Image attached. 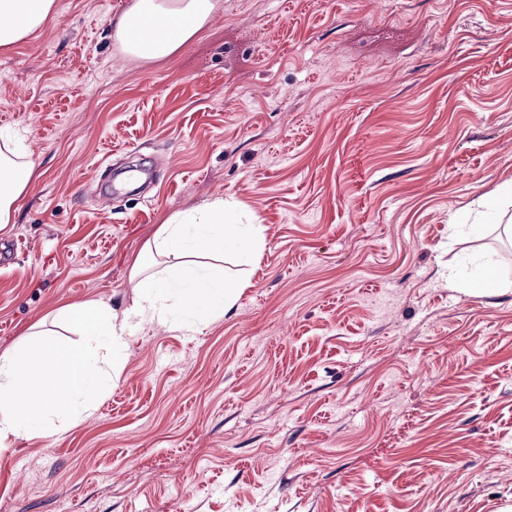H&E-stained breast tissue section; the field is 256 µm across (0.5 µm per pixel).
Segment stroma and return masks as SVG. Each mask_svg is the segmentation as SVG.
I'll use <instances>...</instances> for the list:
<instances>
[{"label":"stroma","instance_id":"1","mask_svg":"<svg viewBox=\"0 0 512 512\" xmlns=\"http://www.w3.org/2000/svg\"><path fill=\"white\" fill-rule=\"evenodd\" d=\"M173 56L56 0L0 50L35 164L0 230V353L115 311L173 213L263 226L194 330L148 325L93 414L0 451V512H498L512 495V0H223ZM492 266L489 293L449 267Z\"/></svg>","mask_w":512,"mask_h":512}]
</instances>
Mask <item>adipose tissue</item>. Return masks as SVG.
Returning a JSON list of instances; mask_svg holds the SVG:
<instances>
[{"label": "adipose tissue", "mask_w": 512, "mask_h": 512, "mask_svg": "<svg viewBox=\"0 0 512 512\" xmlns=\"http://www.w3.org/2000/svg\"><path fill=\"white\" fill-rule=\"evenodd\" d=\"M222 6V0H129L112 20V37L128 58L152 62L175 54ZM54 7L55 0H0V48L38 31ZM33 171L22 147L13 138H0V229L12 223ZM239 236L223 199L174 214L143 246L132 269L135 299L122 315L103 303L71 307L66 315L82 332L83 344L61 348L38 342L1 353L0 447L35 430L55 433L58 421L89 417L107 355L127 346L132 325L186 328L197 311L208 321L222 317L239 285L217 261Z\"/></svg>", "instance_id": "obj_1"}]
</instances>
